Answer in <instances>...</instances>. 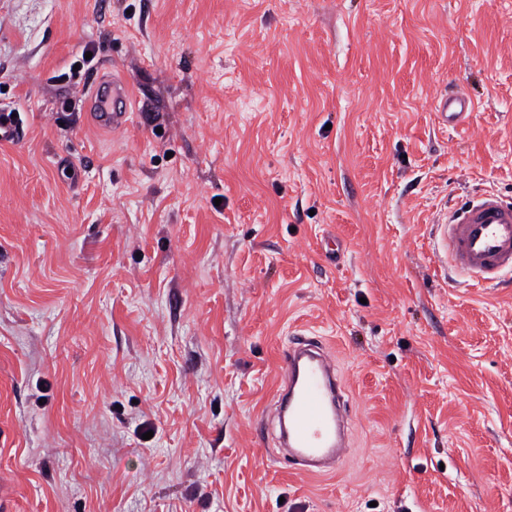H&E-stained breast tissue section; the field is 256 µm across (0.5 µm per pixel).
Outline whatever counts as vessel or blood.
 <instances>
[{
    "mask_svg": "<svg viewBox=\"0 0 512 512\" xmlns=\"http://www.w3.org/2000/svg\"><path fill=\"white\" fill-rule=\"evenodd\" d=\"M99 124L118 130L130 117L132 94L120 81L94 84ZM437 109L444 125L457 128L472 114L462 92L443 94ZM446 253L453 266L488 284L512 274V202L492 191L466 200L448 214L443 226ZM283 379L276 410L285 456L303 473H335L347 455L343 384L331 350L304 332L293 334L282 355Z\"/></svg>",
    "mask_w": 512,
    "mask_h": 512,
    "instance_id": "vessel-or-blood-1",
    "label": "vessel or blood"
}]
</instances>
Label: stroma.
<instances>
[{"mask_svg":"<svg viewBox=\"0 0 512 512\" xmlns=\"http://www.w3.org/2000/svg\"><path fill=\"white\" fill-rule=\"evenodd\" d=\"M0 109V512H512V287L435 233L512 201V0H0ZM302 329L332 475L270 416ZM91 95L98 107L96 120L99 124L120 130L129 122L132 94L128 86L120 81L100 82L94 84ZM103 108L99 107L101 102ZM437 110L443 124L455 130L471 116L473 103L463 92L445 93L437 99ZM282 362L276 410L285 457L305 474L336 473L348 448L334 356L320 339L297 332Z\"/></svg>","mask_w":512,"mask_h":512,"instance_id":"35a3bbf8","label":"stroma"}]
</instances>
